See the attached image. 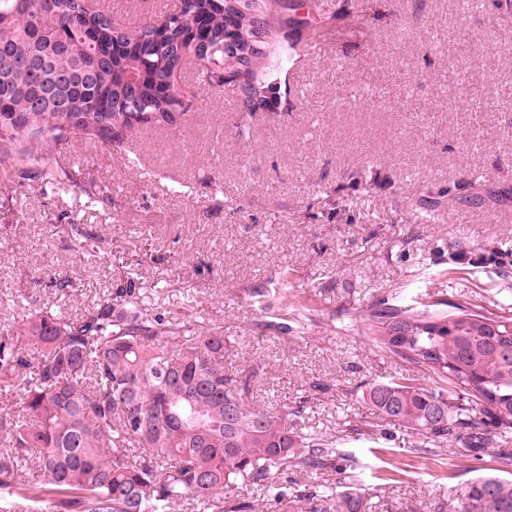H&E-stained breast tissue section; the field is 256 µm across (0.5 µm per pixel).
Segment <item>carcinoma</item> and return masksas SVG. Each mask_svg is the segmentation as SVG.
Here are the masks:
<instances>
[{"mask_svg":"<svg viewBox=\"0 0 512 512\" xmlns=\"http://www.w3.org/2000/svg\"><path fill=\"white\" fill-rule=\"evenodd\" d=\"M280 0H182L175 12L114 33L106 13L76 0H0V169L37 173L63 190L78 172L52 161L49 143L72 138L122 143L142 124L185 115L171 81L191 56L205 57L207 84L229 91L245 111L265 108L277 83L262 77ZM49 111L37 108V102ZM288 268L279 287L256 288L265 310L299 311ZM131 279L82 314L26 308L0 324V512L15 500L34 512H269L288 496L276 476L359 461L334 440L300 425L302 406L253 409L243 392L253 372L224 371V335L195 332L145 304ZM417 293L371 308L354 329L376 346L460 390L453 400L413 378L371 385L364 398L380 415L422 435L428 455L467 437L497 460L499 473L474 477L451 512H512V454L490 436L512 432V319ZM483 406L476 411L470 404ZM265 489L263 500L226 496L234 486ZM336 512H368L341 493Z\"/></svg>","mask_w":512,"mask_h":512,"instance_id":"1","label":"carcinoma"}]
</instances>
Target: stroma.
Segmentation results:
<instances>
[{"instance_id":"stroma-1","label":"stroma","mask_w":512,"mask_h":512,"mask_svg":"<svg viewBox=\"0 0 512 512\" xmlns=\"http://www.w3.org/2000/svg\"><path fill=\"white\" fill-rule=\"evenodd\" d=\"M307 24L282 29L324 49L310 77L282 73L281 93L254 113L227 107L198 83L191 61L177 84L191 106L176 125L141 126L120 145L73 139L54 159L81 172L56 192L42 180L0 179V322L33 305L69 315L134 278L154 312L197 331L223 333L224 368L254 366L248 403L283 410L301 401L309 430L335 440L368 468L292 470L289 487L320 485L368 500L372 512H448V501L496 464L463 443L439 456L423 439L382 422L363 398L369 385L412 377L452 393L350 323L375 304L417 289L430 300L483 306L512 317V11L487 0L458 35L454 0H315ZM180 0H96L122 28L178 9ZM501 55L487 66L484 55ZM107 190L109 201L89 193ZM100 243L78 245L69 225ZM291 271L302 322L268 326L256 288ZM73 287L63 294L49 272ZM384 423L387 482L362 429Z\"/></svg>"}]
</instances>
